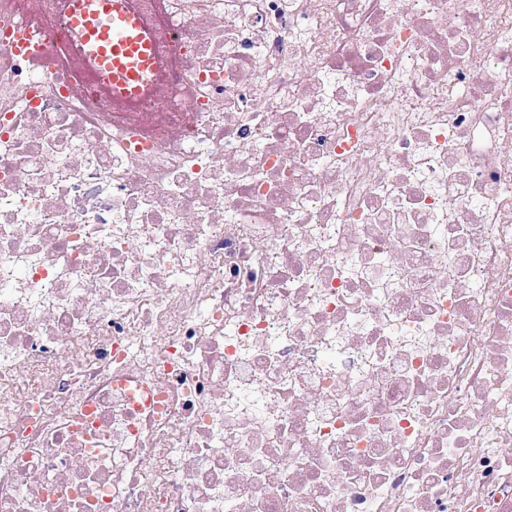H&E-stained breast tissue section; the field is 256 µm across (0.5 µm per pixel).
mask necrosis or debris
<instances>
[{
  "instance_id": "obj_1",
  "label": "necrosis or debris",
  "mask_w": 512,
  "mask_h": 512,
  "mask_svg": "<svg viewBox=\"0 0 512 512\" xmlns=\"http://www.w3.org/2000/svg\"><path fill=\"white\" fill-rule=\"evenodd\" d=\"M0 43V512H512V0H168L173 94Z\"/></svg>"
}]
</instances>
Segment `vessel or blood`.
I'll return each mask as SVG.
<instances>
[{
  "label": "vessel or blood",
  "mask_w": 512,
  "mask_h": 512,
  "mask_svg": "<svg viewBox=\"0 0 512 512\" xmlns=\"http://www.w3.org/2000/svg\"><path fill=\"white\" fill-rule=\"evenodd\" d=\"M18 23L0 30L14 55L29 63L44 56L37 36L47 27L34 0H14ZM66 31L57 68L111 98L115 118L131 119L145 99L165 95L173 60L162 53L157 34L166 23V0L144 13L140 0H62Z\"/></svg>",
  "instance_id": "obj_1"
}]
</instances>
